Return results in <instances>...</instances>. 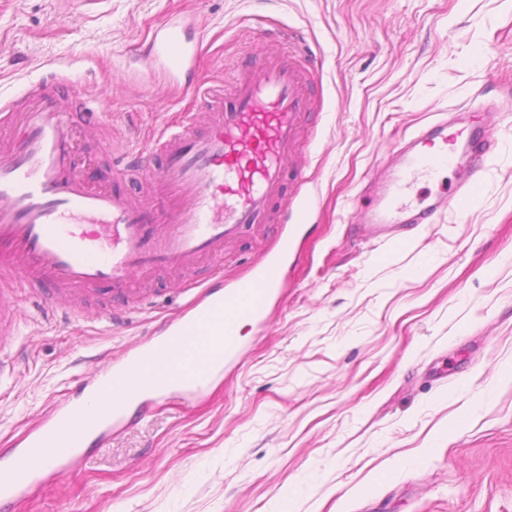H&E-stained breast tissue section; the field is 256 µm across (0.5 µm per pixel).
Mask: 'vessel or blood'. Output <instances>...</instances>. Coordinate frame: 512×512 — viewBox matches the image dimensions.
<instances>
[{"instance_id": "vessel-or-blood-1", "label": "vessel or blood", "mask_w": 512, "mask_h": 512, "mask_svg": "<svg viewBox=\"0 0 512 512\" xmlns=\"http://www.w3.org/2000/svg\"><path fill=\"white\" fill-rule=\"evenodd\" d=\"M196 55L182 27L168 21L157 30L143 63L174 78L194 71ZM187 92L200 99V112L186 114L171 130L114 160L121 173L138 179L142 196L137 199L80 178L74 127L54 85L32 87L18 116V139L0 148V243L12 246L0 259V284L46 286L41 305L53 310L59 293L84 297L102 282L111 283L114 296L126 297L135 268L222 261L225 240L248 225H270L279 247L222 298L172 318L163 339L139 345L111 381L85 383L83 393L98 398L96 410L69 404L35 427L12 463L0 467V502L19 497L39 480L37 449H51V463L76 462L90 439L126 422L129 406L160 395L162 383H180L186 392L200 389L213 368L236 353L237 324L264 322L272 295L284 285L297 225L308 208L289 202L279 218L271 216L290 160L288 148L311 109L293 55L254 60L236 76L232 97H225L220 79H196ZM448 128L445 121L433 123L402 148L376 207L364 212L362 223L391 236L399 226L432 224L449 208H462L484 169L477 157L462 173L454 196L411 195L414 183L433 180L456 164L448 153ZM158 187L177 200L175 210L153 200ZM219 320L223 342L184 347L185 334ZM159 372L164 380H156ZM113 381L119 382L126 406L109 402Z\"/></svg>"}]
</instances>
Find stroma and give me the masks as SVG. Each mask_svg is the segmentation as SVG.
Instances as JSON below:
<instances>
[{"label":"stroma","instance_id":"stroma-1","mask_svg":"<svg viewBox=\"0 0 512 512\" xmlns=\"http://www.w3.org/2000/svg\"><path fill=\"white\" fill-rule=\"evenodd\" d=\"M197 43L216 79L279 48L288 32L313 110L297 146L309 199L298 257L265 325L185 399L86 448L0 512H512V0H0V135L27 91L53 78L78 99L77 171L135 192L110 162L195 106L136 63L163 20ZM469 108L496 141L463 213L375 236L356 221L364 185L437 113ZM278 244L262 228L224 245L225 285ZM210 262L133 271L117 322L17 310L0 348V461L50 407L111 370L200 300Z\"/></svg>","mask_w":512,"mask_h":512}]
</instances>
